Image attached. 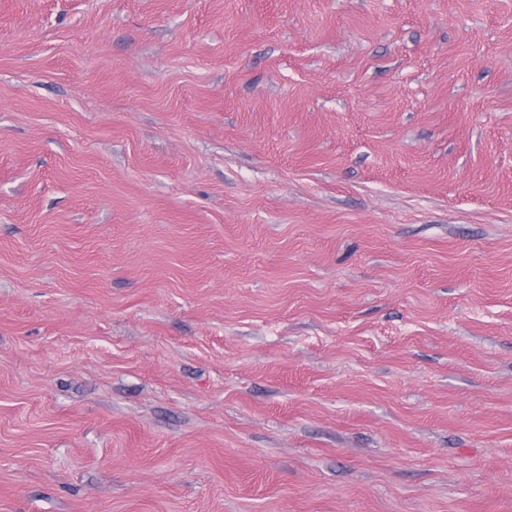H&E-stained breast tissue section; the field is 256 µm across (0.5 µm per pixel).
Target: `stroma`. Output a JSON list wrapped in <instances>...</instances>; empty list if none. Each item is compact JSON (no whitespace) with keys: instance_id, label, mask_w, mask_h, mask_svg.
<instances>
[{"instance_id":"obj_1","label":"stroma","mask_w":512,"mask_h":512,"mask_svg":"<svg viewBox=\"0 0 512 512\" xmlns=\"http://www.w3.org/2000/svg\"><path fill=\"white\" fill-rule=\"evenodd\" d=\"M0 512H512V0H0Z\"/></svg>"}]
</instances>
